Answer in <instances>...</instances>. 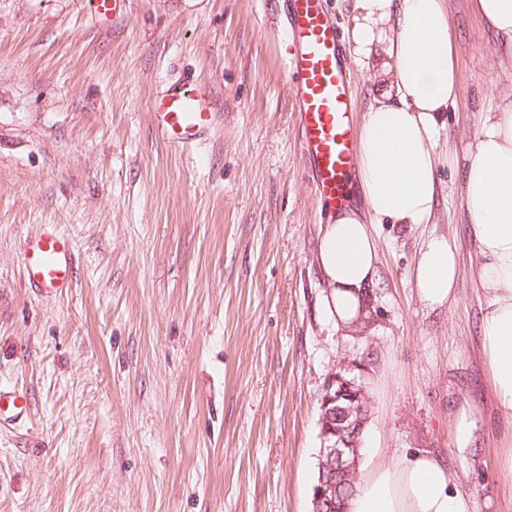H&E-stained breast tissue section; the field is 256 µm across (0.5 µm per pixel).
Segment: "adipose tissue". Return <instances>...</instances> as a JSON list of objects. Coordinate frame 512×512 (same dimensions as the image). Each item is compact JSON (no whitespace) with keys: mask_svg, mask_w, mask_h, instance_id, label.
<instances>
[{"mask_svg":"<svg viewBox=\"0 0 512 512\" xmlns=\"http://www.w3.org/2000/svg\"><path fill=\"white\" fill-rule=\"evenodd\" d=\"M475 10L512 58V0H475ZM346 39L355 62L378 82L357 134L365 209L335 211L319 263L331 288L327 308L352 330L366 315L364 295L376 271L371 221L421 224L433 214V143L443 113L458 98L460 76L444 0H354ZM464 203L486 295L482 348L498 406L512 417V86L481 112ZM459 274L455 245L443 238L425 243L414 278L426 305L451 301ZM363 454L350 512H476L457 476L432 452L400 461L380 458L372 447Z\"/></svg>","mask_w":512,"mask_h":512,"instance_id":"ef3b65f1","label":"adipose tissue"}]
</instances>
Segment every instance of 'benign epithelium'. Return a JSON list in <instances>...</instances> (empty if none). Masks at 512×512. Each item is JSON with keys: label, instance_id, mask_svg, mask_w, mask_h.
Returning <instances> with one entry per match:
<instances>
[{"label": "benign epithelium", "instance_id": "benign-epithelium-1", "mask_svg": "<svg viewBox=\"0 0 512 512\" xmlns=\"http://www.w3.org/2000/svg\"><path fill=\"white\" fill-rule=\"evenodd\" d=\"M358 366L355 360H343L328 379L321 398L324 446L319 451L321 477L313 493L314 504L325 506L328 512H347L344 506L336 508V476L351 475L346 467V452L356 446L354 439L366 424L367 396L354 374Z\"/></svg>", "mask_w": 512, "mask_h": 512}]
</instances>
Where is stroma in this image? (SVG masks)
I'll list each match as a JSON object with an SVG mask.
<instances>
[{
  "label": "stroma",
  "instance_id": "1",
  "mask_svg": "<svg viewBox=\"0 0 512 512\" xmlns=\"http://www.w3.org/2000/svg\"><path fill=\"white\" fill-rule=\"evenodd\" d=\"M461 90L436 145L427 224H378L362 332L337 326L318 261L329 211L300 148L274 0H0V512H312L321 397L360 360L364 441L437 452L476 512H512V418L480 342L486 298L460 206L481 109L512 84L472 0H449ZM209 87L223 122L175 152L150 99ZM76 247L63 294L28 288L23 245ZM454 243L456 296L432 308L412 267ZM473 444L453 446L462 407Z\"/></svg>",
  "mask_w": 512,
  "mask_h": 512
}]
</instances>
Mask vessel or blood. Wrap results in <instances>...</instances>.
Here are the masks:
<instances>
[{
	"label": "vessel or blood",
	"mask_w": 512,
	"mask_h": 512,
	"mask_svg": "<svg viewBox=\"0 0 512 512\" xmlns=\"http://www.w3.org/2000/svg\"><path fill=\"white\" fill-rule=\"evenodd\" d=\"M284 34L290 46L288 71L295 84L301 148L310 164L315 194L330 209L342 207L355 166L349 80L341 61L340 38L324 0H284ZM154 132L164 144L196 149L220 118L210 91L184 81L172 83L149 102ZM28 283L51 293L71 288L75 276L72 241L54 227L25 245Z\"/></svg>",
	"instance_id": "vessel-or-blood-1"
}]
</instances>
